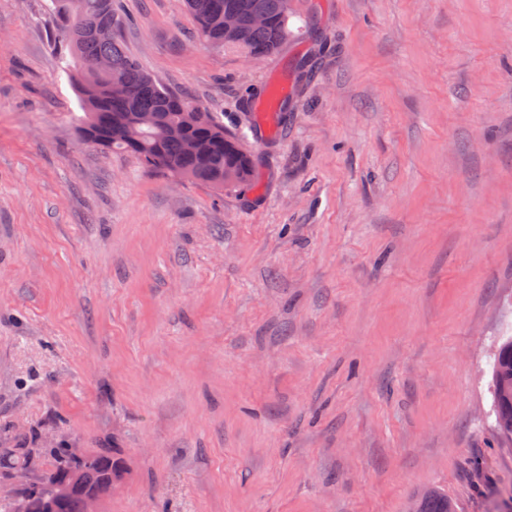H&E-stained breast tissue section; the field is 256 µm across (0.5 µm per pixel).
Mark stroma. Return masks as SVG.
<instances>
[{"label": "stroma", "mask_w": 512, "mask_h": 512, "mask_svg": "<svg viewBox=\"0 0 512 512\" xmlns=\"http://www.w3.org/2000/svg\"><path fill=\"white\" fill-rule=\"evenodd\" d=\"M46 3L0 0V447L123 457L100 512H512V0H291L259 58L117 0L141 67L245 135L221 190L82 144ZM289 95L290 90L288 89V85L281 84L276 89L275 97L271 98L269 94L256 103V109L258 112H261L260 117L266 125H268V118L273 116V112L281 111V106L284 101L288 100ZM491 373L495 428L503 440L512 441V337H504L497 347ZM414 512H456V502L448 493L438 488H430L414 499Z\"/></svg>", "instance_id": "35a3bbf8"}]
</instances>
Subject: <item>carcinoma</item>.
<instances>
[{"label": "carcinoma", "mask_w": 512, "mask_h": 512, "mask_svg": "<svg viewBox=\"0 0 512 512\" xmlns=\"http://www.w3.org/2000/svg\"><path fill=\"white\" fill-rule=\"evenodd\" d=\"M197 28L196 38L211 47L224 48L220 25L224 11L238 14L246 28L245 40L235 49L247 55L269 56L288 40L289 0H186ZM113 0H51L57 23L58 41L70 61L68 70L84 116L82 138L107 151L132 155L149 168L211 185L217 189L251 180L254 172L250 153L241 139L224 132L213 115L193 105L182 95L160 85L129 56L117 38L118 17ZM263 15L267 22L252 27L249 20ZM104 57L111 62L108 72L96 71L91 63ZM127 87L123 97L112 94L113 82ZM140 113H153L158 123H140ZM180 129L171 136L167 127ZM196 142L194 150L184 141ZM492 413L495 428L505 441H512V337L503 338L492 362ZM122 461L105 451L90 452L74 465L65 448H0V480L20 478L32 495V512H45L38 484L48 476L60 480L70 473L80 483L58 505L55 512H84V490L104 487L117 479ZM415 512H457L448 493L430 488L414 499Z\"/></svg>", "instance_id": "carcinoma-1"}]
</instances>
